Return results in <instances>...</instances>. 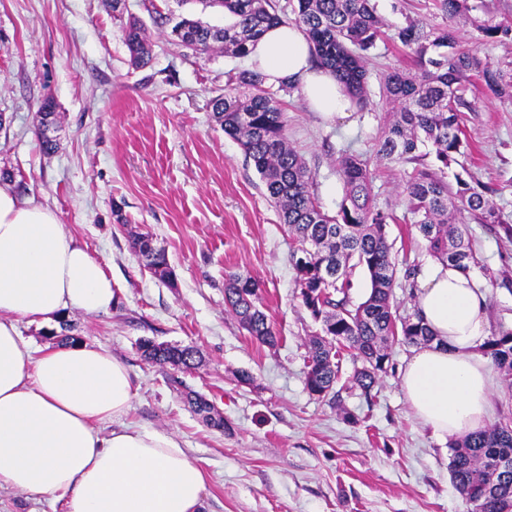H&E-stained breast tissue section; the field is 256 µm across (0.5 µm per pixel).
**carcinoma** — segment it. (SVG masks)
<instances>
[{"mask_svg":"<svg viewBox=\"0 0 512 512\" xmlns=\"http://www.w3.org/2000/svg\"><path fill=\"white\" fill-rule=\"evenodd\" d=\"M218 7L231 18L223 27L206 25L187 16L175 18L167 37L182 48L203 55L217 49L244 59L250 46L269 28L295 25L312 47L317 66L332 74L356 105L370 103L368 61L388 27L372 0H296L293 16L278 0H200ZM440 9L454 20L467 19L479 40L512 42V23L485 11L473 14L470 0H440ZM393 40L414 55L415 70L390 67L379 77V95L394 105L392 120L378 143L381 160L413 165L403 184L406 209L413 224L438 260L464 273L478 264L466 224H502L500 211L490 204L485 188L462 175L448 183V163L464 153L461 113L474 104L466 92L475 78L500 98H512V63L494 67L476 50L462 45L453 32L427 28L408 20L394 29ZM124 43L135 68L151 62L146 29L132 18L124 28ZM298 84L266 83L257 67L242 69L211 100L215 117L240 145L246 161L260 176L268 200L280 209L283 224L293 237L299 297L320 332L309 342L304 377L308 392L324 398L338 380L336 347H346L361 368L355 384L365 396L389 362L387 342L397 336L418 346L433 341L417 313L393 312L397 268L387 242L386 224L392 212L377 206L373 177L357 153H345L337 163L344 196L335 213L322 210L315 196L314 176L302 156L290 145L288 120L279 93L293 92ZM431 145L435 161L417 153ZM139 262L157 279L167 281L171 269L165 251L153 246L148 234L132 235ZM361 267L370 278V293L355 305L349 297L350 277ZM229 311L248 334L272 345L277 332L265 313L260 284L252 277L229 274L224 282ZM142 356L158 365L191 370L198 367V351L190 346H158L140 342ZM500 370L512 374V328L499 326L480 346ZM450 473L469 505V512H512V420L469 434L452 447Z\"/></svg>","mask_w":512,"mask_h":512,"instance_id":"cac0c4a2","label":"carcinoma"}]
</instances>
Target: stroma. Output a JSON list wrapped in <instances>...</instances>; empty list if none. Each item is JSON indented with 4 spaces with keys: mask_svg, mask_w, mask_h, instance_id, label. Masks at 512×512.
<instances>
[{
    "mask_svg": "<svg viewBox=\"0 0 512 512\" xmlns=\"http://www.w3.org/2000/svg\"><path fill=\"white\" fill-rule=\"evenodd\" d=\"M390 26L406 20L450 29L492 65L512 62V42H482L466 22L446 20L437 0H373ZM175 0H125L152 41L150 66L134 69L123 42V16L110 0H0V169L50 206L66 232L100 261L119 290L107 312L69 313L74 341L102 346L125 363L136 396L127 423L174 434L207 475L203 512H467L449 472L448 440L413 414L399 371L410 345L394 340L370 395L354 384L358 367L340 355L336 397L318 399L304 385L307 345L319 326L295 282V244L264 195L239 144L226 136L211 99L248 60L216 52L194 55L168 41L156 12ZM58 105V148L44 154L35 114L44 96ZM463 113L469 142L462 164L489 187L512 222V101L482 81ZM288 133L315 178L323 210L344 195L336 162L362 154L379 207L392 210L387 240L399 267L435 263L405 215L402 185L411 165L379 160L376 145L391 107L380 100L325 122L302 93L283 96ZM121 205L127 226L115 224ZM165 250L172 281L141 266L133 233ZM480 265L472 277L488 290L491 325L512 327V291L491 275L512 278V234L502 225L470 224ZM237 272L260 283L278 340L256 342L224 303V278ZM195 346L197 369L146 361L142 339ZM253 377L239 381V373ZM194 391L223 416L208 427L184 400Z\"/></svg>",
    "mask_w": 512,
    "mask_h": 512,
    "instance_id": "stroma-1",
    "label": "stroma"
}]
</instances>
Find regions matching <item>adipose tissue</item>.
Wrapping results in <instances>:
<instances>
[{
  "mask_svg": "<svg viewBox=\"0 0 512 512\" xmlns=\"http://www.w3.org/2000/svg\"><path fill=\"white\" fill-rule=\"evenodd\" d=\"M249 60L270 83L298 82L311 111L325 118L350 108L295 26L268 29ZM117 301L111 277L54 210L0 187V488L63 495L65 512H201L206 478L198 462L173 435L123 424L135 389L121 361L87 343L36 356L18 334L19 320L93 315ZM415 309L434 340L416 347L401 371L410 408L443 437L484 429L497 387L477 351L488 334L485 289L438 263L421 279Z\"/></svg>",
  "mask_w": 512,
  "mask_h": 512,
  "instance_id": "1",
  "label": "adipose tissue"
}]
</instances>
